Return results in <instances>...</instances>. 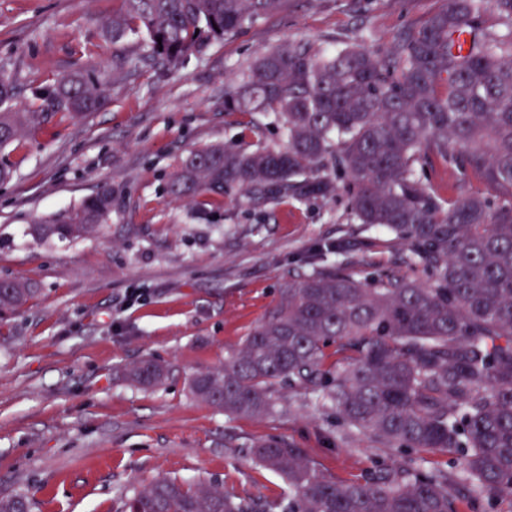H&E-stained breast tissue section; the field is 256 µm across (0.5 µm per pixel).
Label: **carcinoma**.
Segmentation results:
<instances>
[{
  "label": "carcinoma",
  "mask_w": 512,
  "mask_h": 512,
  "mask_svg": "<svg viewBox=\"0 0 512 512\" xmlns=\"http://www.w3.org/2000/svg\"><path fill=\"white\" fill-rule=\"evenodd\" d=\"M116 2L102 22L112 42L145 38L142 54L115 66L177 69L286 0ZM105 86L77 71L57 79L38 109L17 112L16 87L0 76V149L55 116L97 111ZM224 111L262 115L251 132L260 139L272 125L283 141L195 148L170 193L332 199L343 187L347 223L384 227L407 248L385 273L357 278L334 265L288 283L224 366L190 377L191 395L227 416H262L276 406V384L309 387L351 432L407 454L363 482L338 483L288 443L258 441L256 462L292 490L280 512H465L480 497L512 512V0H442L383 48L367 34L334 52L288 42L225 85ZM433 157L462 182L482 177L490 192L441 201L419 178ZM111 212L104 186L33 232L81 238ZM404 267L422 268L428 283L400 274ZM36 292L4 280L0 311ZM335 342L356 356L326 370L324 349ZM125 376L153 388L166 367L145 359ZM435 452L455 456L454 468H423ZM0 512L31 505L1 497ZM118 512L274 510L163 476L122 495Z\"/></svg>",
  "instance_id": "carcinoma-1"
}]
</instances>
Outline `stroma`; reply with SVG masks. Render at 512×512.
<instances>
[{
    "label": "stroma",
    "instance_id": "obj_1",
    "mask_svg": "<svg viewBox=\"0 0 512 512\" xmlns=\"http://www.w3.org/2000/svg\"><path fill=\"white\" fill-rule=\"evenodd\" d=\"M441 0H287L176 71L113 70L138 41L112 44L101 26L113 0H0V73L18 87L16 108L76 70L108 69L104 105L84 119H52L0 156L15 167L0 184V278L31 283L20 311L0 314V497L26 495L32 512H117L121 495L159 476L217 486L237 499L287 501L279 473L253 461L258 440L299 448L325 476L361 481L402 460L350 433L335 408L303 389L276 387L275 412L229 418L193 398L190 377L222 366L313 268L343 263L357 276L392 268L405 250L344 239L347 196L251 201L239 191L195 201L172 197L165 176L191 148L256 137L224 110V85L273 47H338L369 33L388 44ZM422 183L440 198L486 192L432 159ZM112 189L99 233L40 239L32 225ZM164 362V385L145 389L124 371Z\"/></svg>",
    "mask_w": 512,
    "mask_h": 512
}]
</instances>
